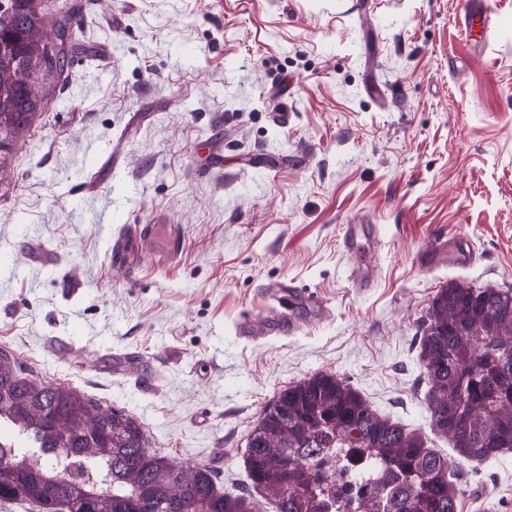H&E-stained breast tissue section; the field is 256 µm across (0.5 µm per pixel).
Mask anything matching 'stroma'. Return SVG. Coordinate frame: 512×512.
I'll return each instance as SVG.
<instances>
[{
	"label": "stroma",
	"mask_w": 512,
	"mask_h": 512,
	"mask_svg": "<svg viewBox=\"0 0 512 512\" xmlns=\"http://www.w3.org/2000/svg\"><path fill=\"white\" fill-rule=\"evenodd\" d=\"M469 2L41 0L72 35L0 165V350L254 512L274 508L249 435L317 373L454 461L460 512H512V451L459 458L420 358L443 288H512V0H479L470 31ZM117 215L157 227L131 277ZM444 245L470 262L428 264ZM246 318L293 327L248 338Z\"/></svg>",
	"instance_id": "1"
}]
</instances>
